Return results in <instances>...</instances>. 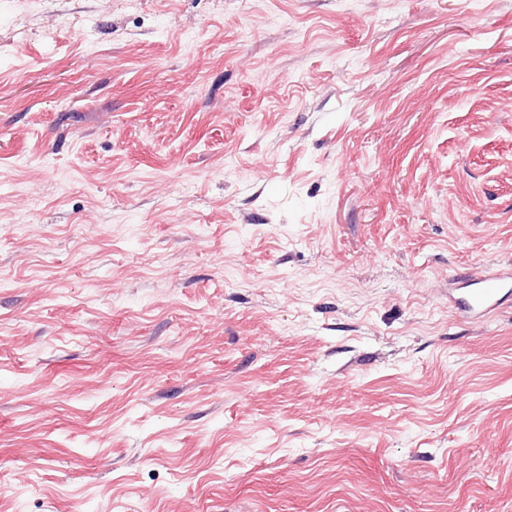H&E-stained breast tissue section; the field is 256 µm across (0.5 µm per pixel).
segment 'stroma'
<instances>
[{"instance_id": "35a3bbf8", "label": "stroma", "mask_w": 512, "mask_h": 512, "mask_svg": "<svg viewBox=\"0 0 512 512\" xmlns=\"http://www.w3.org/2000/svg\"><path fill=\"white\" fill-rule=\"evenodd\" d=\"M512 0H0V512H512ZM475 288H466L459 296H449V301L467 318L483 317L495 310L505 293L512 288V268L502 266L495 271H476L471 278Z\"/></svg>"}]
</instances>
